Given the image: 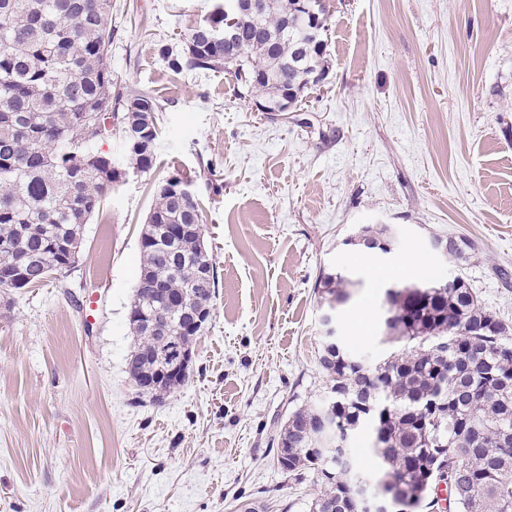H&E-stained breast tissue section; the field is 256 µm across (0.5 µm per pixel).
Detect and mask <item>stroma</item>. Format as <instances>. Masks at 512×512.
<instances>
[{"instance_id": "stroma-1", "label": "stroma", "mask_w": 512, "mask_h": 512, "mask_svg": "<svg viewBox=\"0 0 512 512\" xmlns=\"http://www.w3.org/2000/svg\"><path fill=\"white\" fill-rule=\"evenodd\" d=\"M211 4L112 0L114 87L157 97V162L85 225L70 273L0 292V512H305L320 480L295 482L271 440L325 396L322 271L353 273L336 336L369 361L394 282L464 275L512 323V0H326L328 76L279 122L227 72L159 58ZM173 175L202 198L218 288L158 401L128 375L127 310L150 183ZM360 224L391 225L394 252L346 245ZM448 237L476 254L442 260Z\"/></svg>"}]
</instances>
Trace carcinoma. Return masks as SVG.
Returning <instances> with one entry per match:
<instances>
[{"instance_id": "cac0c4a2", "label": "carcinoma", "mask_w": 512, "mask_h": 512, "mask_svg": "<svg viewBox=\"0 0 512 512\" xmlns=\"http://www.w3.org/2000/svg\"><path fill=\"white\" fill-rule=\"evenodd\" d=\"M302 0H274L263 13L244 15L247 40L237 50L214 43L209 34L224 28V0L183 37L182 48L161 45L160 58L177 76L187 70H231L253 101L277 105L285 92L292 103L326 77L327 45L310 41V19ZM112 0H0V269L22 257L29 263L19 281H0V292L34 288L71 270H53L37 258L62 242L78 259L82 227L100 212L123 181L125 165L100 151L112 132L89 127L107 116L118 131L139 135L149 149L126 152L141 172L156 162L160 132L158 99L149 90L112 94ZM171 176L151 184L153 203L140 238V269L127 318L132 349L128 374L152 368L159 335L135 315L147 307L162 319L179 310L153 294L157 283L169 296L194 307L213 306L216 271L203 241L199 196L184 204ZM155 224H186L188 232L173 255L145 243ZM384 225L363 224L359 240L379 239ZM354 285L344 270L320 273L315 288L332 311L350 298ZM392 317L384 340L392 351L369 363L343 345L321 346L319 363L329 379L328 396L294 407L277 438L288 448L284 470L297 479L313 471L325 485L312 501L355 512L350 482L342 479L336 434L352 439L370 433L367 454L405 504L436 507V490L446 485L455 512H512V326L483 304L467 281L437 278L384 293Z\"/></svg>"}]
</instances>
